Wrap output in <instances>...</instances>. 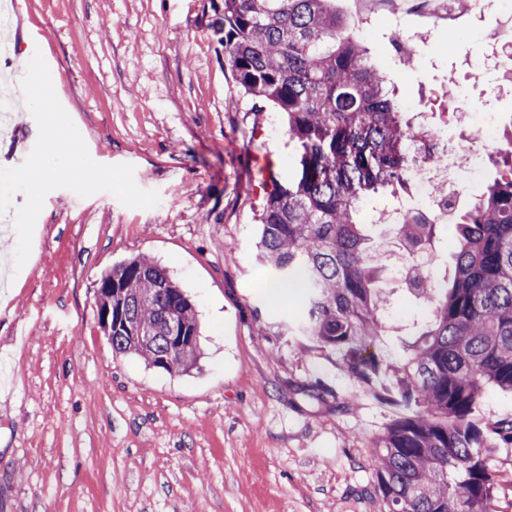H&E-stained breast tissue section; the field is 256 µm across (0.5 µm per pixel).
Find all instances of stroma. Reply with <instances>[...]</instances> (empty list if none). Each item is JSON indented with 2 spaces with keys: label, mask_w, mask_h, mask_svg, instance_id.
Segmentation results:
<instances>
[{
  "label": "stroma",
  "mask_w": 512,
  "mask_h": 512,
  "mask_svg": "<svg viewBox=\"0 0 512 512\" xmlns=\"http://www.w3.org/2000/svg\"><path fill=\"white\" fill-rule=\"evenodd\" d=\"M10 56L54 89L0 130V512H384L373 444L405 408L373 398L339 352L287 326L299 297L271 299L257 218L298 151L272 104L243 94L215 25L224 0H7ZM403 111L464 139L462 108L512 131L502 72L475 77L469 42L512 15L460 11L463 40L426 0H336ZM423 48L403 65L389 30ZM78 138L38 190L34 166ZM467 157L456 211L497 176ZM165 266L195 305L201 357L169 373L116 355L97 282L124 260ZM388 330L370 352L400 362L427 307L379 264Z\"/></svg>",
  "instance_id": "35a3bbf8"
}]
</instances>
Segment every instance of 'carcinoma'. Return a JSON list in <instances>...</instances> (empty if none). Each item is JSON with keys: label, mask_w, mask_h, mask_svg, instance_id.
Wrapping results in <instances>:
<instances>
[{"label": "carcinoma", "mask_w": 512, "mask_h": 512, "mask_svg": "<svg viewBox=\"0 0 512 512\" xmlns=\"http://www.w3.org/2000/svg\"><path fill=\"white\" fill-rule=\"evenodd\" d=\"M215 33L240 89L287 116L299 151L298 179L275 184L260 215L258 255L271 284L302 292L300 331L342 353L366 383L393 377L395 395L415 409L374 444L385 512H497L493 444H512V418L484 426L474 413L489 388L512 391V153L455 224L452 284L426 274L406 283L432 312L407 358L386 365L366 355L384 333L386 298L361 207L406 185L407 146L428 131L396 106L334 0H224ZM439 226L435 215L406 213L389 230L409 262L427 266ZM97 289L100 309L112 307L114 353L167 372L196 365L194 304L166 268L123 261Z\"/></svg>", "instance_id": "1"}]
</instances>
